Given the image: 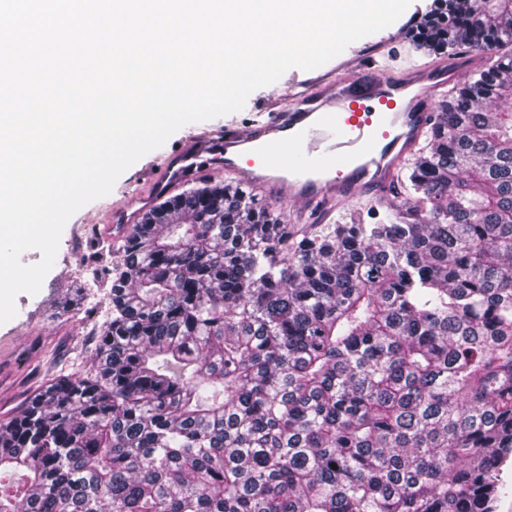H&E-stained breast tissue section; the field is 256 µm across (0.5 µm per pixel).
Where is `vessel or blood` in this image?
<instances>
[{"label": "vessel or blood", "mask_w": 512, "mask_h": 512, "mask_svg": "<svg viewBox=\"0 0 512 512\" xmlns=\"http://www.w3.org/2000/svg\"><path fill=\"white\" fill-rule=\"evenodd\" d=\"M464 71L455 59L367 80L312 69L304 84L275 99V111L241 126L193 129L179 147L156 155L149 193L132 192L128 212L109 219L102 232L127 230L137 219L133 207L202 178L215 162L273 202L311 211L359 191L385 195L432 125L435 99Z\"/></svg>", "instance_id": "vessel-or-blood-1"}]
</instances>
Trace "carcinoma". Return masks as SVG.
Listing matches in <instances>:
<instances>
[{
  "instance_id": "1",
  "label": "carcinoma",
  "mask_w": 512,
  "mask_h": 512,
  "mask_svg": "<svg viewBox=\"0 0 512 512\" xmlns=\"http://www.w3.org/2000/svg\"><path fill=\"white\" fill-rule=\"evenodd\" d=\"M418 44L512 43L454 0ZM512 55L461 80L373 224L240 183L146 213L95 368L0 422V512H494L512 457Z\"/></svg>"
}]
</instances>
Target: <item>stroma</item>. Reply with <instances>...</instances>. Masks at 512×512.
<instances>
[{"label": "stroma", "instance_id": "1", "mask_svg": "<svg viewBox=\"0 0 512 512\" xmlns=\"http://www.w3.org/2000/svg\"><path fill=\"white\" fill-rule=\"evenodd\" d=\"M435 8L434 0H412L391 29L347 46L354 72L370 76L440 61V54L414 42L421 23ZM304 78V70L289 69L276 83L252 92L240 111L219 116V123L245 124L254 110L287 94ZM151 161V156H143L120 175L108 195L71 216L40 291L19 294L16 316L0 324V421L19 414L55 377H78L88 369L98 334L112 318L111 277L121 262L119 242L98 236L96 225L125 205L129 191L146 188L143 170Z\"/></svg>", "mask_w": 512, "mask_h": 512}]
</instances>
